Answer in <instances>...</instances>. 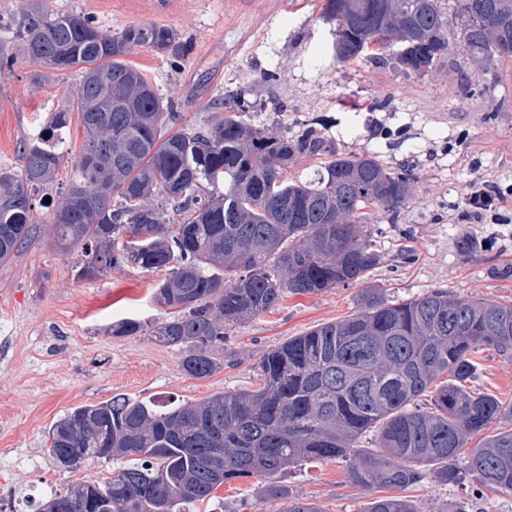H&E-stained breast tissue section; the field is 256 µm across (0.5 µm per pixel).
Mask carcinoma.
Listing matches in <instances>:
<instances>
[{
    "label": "carcinoma",
    "mask_w": 512,
    "mask_h": 512,
    "mask_svg": "<svg viewBox=\"0 0 512 512\" xmlns=\"http://www.w3.org/2000/svg\"><path fill=\"white\" fill-rule=\"evenodd\" d=\"M325 0L336 59H383L426 73L463 51L476 62L512 57V0ZM178 34L153 23L102 32L94 18L28 0L0 35V70L17 53L32 64L81 74L74 104L85 142L77 174L52 198L54 240L78 248V276L98 278L130 263L163 270L154 292L167 316L126 318L114 336L148 335L182 353L185 375L224 368L227 329L279 305L370 279L380 255L363 230L367 210L396 214L411 170L377 156L343 154L316 119L293 135L256 125L240 93L217 113L173 130L179 119L147 75L127 60L138 49L177 55ZM71 109L50 113L19 146L20 169L0 168V262L34 236L35 197L66 164L59 150ZM321 160L313 178L288 176L300 157ZM512 351V302L460 300L432 290L400 302L361 289L359 309L264 353L255 389L157 405L120 395L74 408L48 432V455L88 460L137 457L103 485L76 484L55 498L68 512H183L220 486L269 479L282 512H319L285 494L276 478L304 463L342 458L351 480L402 490L432 477L462 488L470 476L512 494V404L467 387L476 355ZM448 381L441 382V376ZM502 427L484 435L492 423ZM374 432L377 447L362 448ZM368 512H419L398 496Z\"/></svg>",
    "instance_id": "obj_1"
}]
</instances>
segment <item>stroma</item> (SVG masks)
<instances>
[{
  "label": "stroma",
  "instance_id": "stroma-1",
  "mask_svg": "<svg viewBox=\"0 0 512 512\" xmlns=\"http://www.w3.org/2000/svg\"><path fill=\"white\" fill-rule=\"evenodd\" d=\"M324 0H47L80 10L111 33L136 23L176 30L180 59L141 49L129 60L160 93L173 96L183 124L200 123L228 91L244 93L256 124L298 131L324 118L338 151L375 153L416 179L396 218L373 209L381 262L372 273L392 301L435 289L461 300L512 301V200L496 218H473L465 197L474 182L512 185V58L479 64L457 52L427 73L371 61H337ZM278 72L275 82L260 81ZM78 72L18 59L0 70V167H17L21 140L50 112L72 102ZM36 238L0 263V481L44 500L76 483H101L116 463L59 469L45 451L48 430L74 408L115 395L179 404L255 387L267 350L358 309L359 285L290 294L259 317L230 328L224 367L211 377L183 374L181 354L145 336H115L113 321H155L157 271L124 264L105 276L76 275L78 251L53 240L50 211L38 208ZM474 389L512 403V353L482 352ZM279 481L320 512H367L381 489L353 484L345 460L306 463ZM267 481L254 476L219 487L186 512H280ZM421 512L463 499L471 512H512V495L470 482L466 489L427 478L405 489Z\"/></svg>",
  "mask_w": 512,
  "mask_h": 512
}]
</instances>
